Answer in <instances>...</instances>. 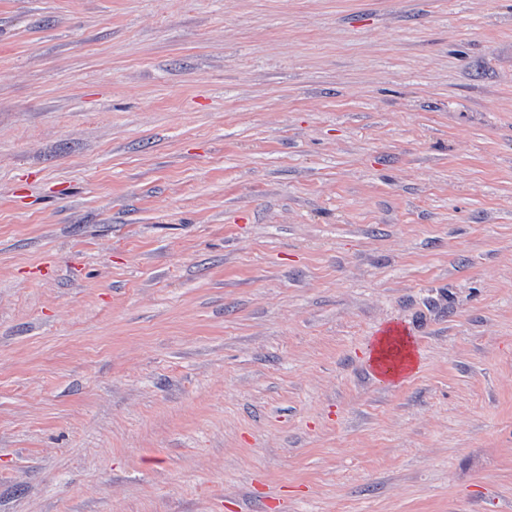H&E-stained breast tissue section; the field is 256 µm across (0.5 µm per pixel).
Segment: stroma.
<instances>
[{"label":"stroma","instance_id":"stroma-1","mask_svg":"<svg viewBox=\"0 0 512 512\" xmlns=\"http://www.w3.org/2000/svg\"><path fill=\"white\" fill-rule=\"evenodd\" d=\"M0 512H512V0H0ZM394 328L395 334L391 328L380 336L373 355V362L383 365L382 368L378 367L380 376L389 380L397 379L415 365L413 345L404 337L408 335L407 331L397 326ZM388 359L392 362L389 363Z\"/></svg>","mask_w":512,"mask_h":512}]
</instances>
